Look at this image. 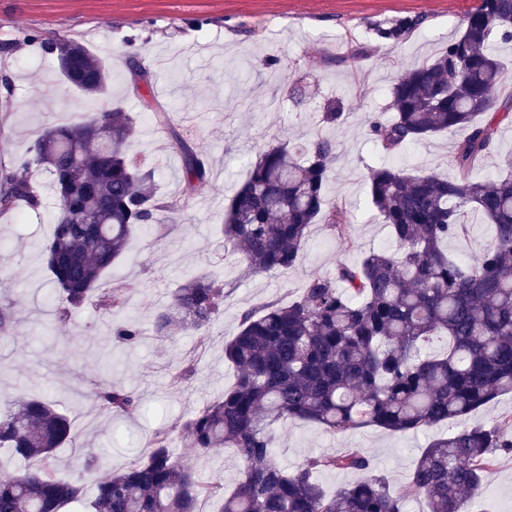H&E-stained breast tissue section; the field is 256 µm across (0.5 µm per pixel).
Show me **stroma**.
I'll return each mask as SVG.
<instances>
[{"label": "stroma", "mask_w": 512, "mask_h": 512, "mask_svg": "<svg viewBox=\"0 0 512 512\" xmlns=\"http://www.w3.org/2000/svg\"><path fill=\"white\" fill-rule=\"evenodd\" d=\"M478 0H0V44L39 28L57 35H83L89 50L112 74L109 96L68 89L59 80L54 55L21 45L6 61L13 106L0 112V167L26 156L34 138L56 124L82 121L121 104L137 118L132 148L152 168L160 196L173 208L163 223L135 232L114 277L129 290L127 308L107 316L87 300L56 330V300L42 245L53 233L59 200L48 175L34 172L42 190L38 211L0 214V309L13 312L0 327V404L14 396L45 398L72 423V441L57 452L60 478L94 498L96 481L145 458L161 429H174L185 415L222 394L234 381L224 345L237 335L243 312L296 297L312 274H330L338 263L354 264L372 250L391 248L389 230L368 199V164L378 159L370 134L373 120L389 118L388 90L402 68L433 57L461 33ZM277 17L267 37L252 34L259 19ZM417 16L421 22L403 44L372 39L375 24ZM275 59V67L264 62ZM153 74L150 87L133 91L130 63ZM160 105L166 123L143 109ZM344 116L328 133L336 164L327 183L330 202L352 209L355 245L344 250L322 226L308 237L298 265L286 272L252 273L239 255L225 252L224 208L248 166L270 144L307 140L320 129L328 100ZM192 132L209 162L207 184L188 189L175 137ZM454 136L438 135L409 145L397 162L448 176ZM512 152V123H502L494 147L466 174L473 182L497 177ZM223 281L224 305L206 344L196 336L154 335L151 324L177 288L193 275ZM135 319V344L118 342L112 330ZM111 363H104V355ZM196 372L182 378L187 364ZM130 391L136 405L127 414L101 412L93 401L103 385ZM274 450L295 468L320 452L359 448L393 486L404 485L431 431L394 434L376 427L332 433L300 420L280 423ZM172 453L205 483L233 488L240 463L233 449L203 456L181 440ZM94 468H86L87 459ZM474 512H512V455L490 469Z\"/></svg>", "instance_id": "obj_1"}]
</instances>
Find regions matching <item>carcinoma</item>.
I'll use <instances>...</instances> for the list:
<instances>
[{
    "mask_svg": "<svg viewBox=\"0 0 512 512\" xmlns=\"http://www.w3.org/2000/svg\"><path fill=\"white\" fill-rule=\"evenodd\" d=\"M419 20L399 17L376 26L379 44L402 43ZM79 44L61 84L107 96L111 75L80 40L27 30L10 46L37 44L48 53L62 40ZM512 41V0H480L463 31L433 58L395 77L388 122L374 121L373 140L386 154L442 134H462L448 166L466 173L489 153L512 104L497 105L507 68L493 48ZM134 116L113 105L80 122L49 127L31 155L0 168V213L36 211L42 199L33 170L52 179L61 211L43 254L58 296L57 323L93 296L105 311L128 304L120 281L100 283L123 255L133 232L159 222L172 205L154 172L132 150ZM184 177L194 189L209 181L207 161L179 139ZM335 144L321 133L304 142L267 147L249 166L224 211V248L249 270L288 271L299 261L314 226L353 245L352 212L327 199ZM508 173L472 182L439 178L390 161L369 169L370 201L389 228L395 250H373L332 275L313 274L286 303L272 302L241 316L239 333L224 346L237 372L234 385L184 417L178 437L202 454L236 449L241 478L229 494L201 482L172 453L173 435L157 431L146 459L97 483L91 512H200L216 497L220 512H407L424 499L427 512H472L485 475L499 453L512 452V413L488 425L481 408L512 393V157ZM467 205L480 212L491 242L474 262L450 255L445 244L466 238ZM224 303V284L192 276L172 304L154 317L159 336L189 333L207 340ZM436 336L447 352L426 346ZM109 414L125 413L133 397L112 385L94 394ZM287 419L331 432L373 426L418 432L456 420L461 427L434 437L396 489L374 473L355 448L308 457L290 471L277 461L273 428ZM71 422L44 399H21L0 412V448L28 467L0 478V512H60L83 502L80 484L57 476L56 450L71 441ZM367 474L329 496L319 475Z\"/></svg>",
    "mask_w": 512,
    "mask_h": 512,
    "instance_id": "carcinoma-1",
    "label": "carcinoma"
}]
</instances>
